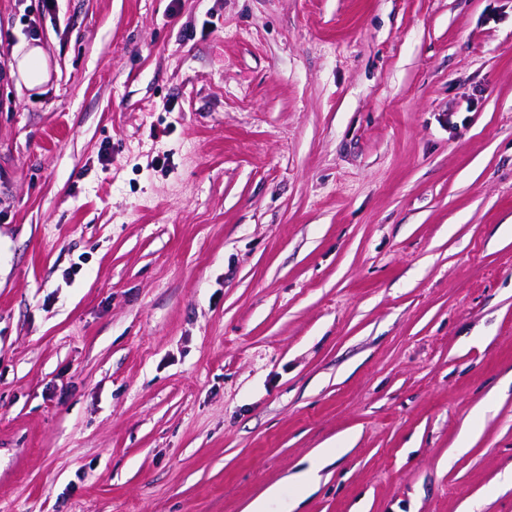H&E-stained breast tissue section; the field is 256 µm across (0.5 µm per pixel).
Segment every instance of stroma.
<instances>
[{"mask_svg":"<svg viewBox=\"0 0 512 512\" xmlns=\"http://www.w3.org/2000/svg\"><path fill=\"white\" fill-rule=\"evenodd\" d=\"M274 484L512 512V0H0V512ZM11 75L17 76L28 88L47 83L50 80L51 68L45 50L40 45L27 46L21 54L14 57Z\"/></svg>","mask_w":512,"mask_h":512,"instance_id":"stroma-1","label":"stroma"}]
</instances>
